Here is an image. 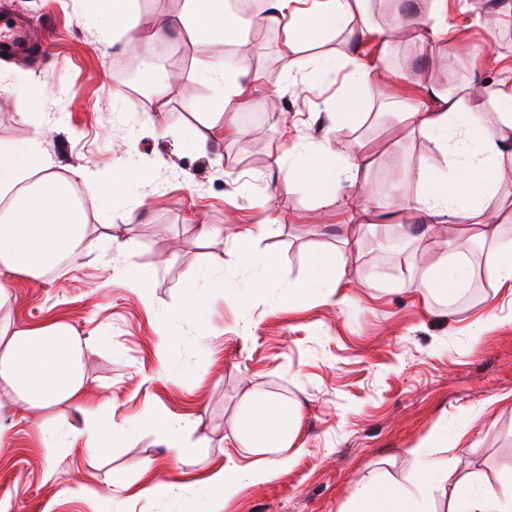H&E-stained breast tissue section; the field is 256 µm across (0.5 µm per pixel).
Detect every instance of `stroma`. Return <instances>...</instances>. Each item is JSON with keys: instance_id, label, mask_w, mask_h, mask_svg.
<instances>
[{"instance_id": "obj_1", "label": "stroma", "mask_w": 512, "mask_h": 512, "mask_svg": "<svg viewBox=\"0 0 512 512\" xmlns=\"http://www.w3.org/2000/svg\"><path fill=\"white\" fill-rule=\"evenodd\" d=\"M459 2L448 0L447 41L423 42L411 30L383 57L345 30L286 54L279 33L250 29V67L262 83L247 106L259 118L246 124L241 113L217 108L204 73L223 45L161 30L143 51L126 45L123 29L105 35L93 0H0L33 23L28 54L0 55V139L41 131L55 172L86 199L117 167L136 173L126 193L88 211L97 251L39 279H5L0 327L67 322L88 345L90 385L85 409L64 402L34 418L0 415V499L10 512H345L363 484L399 488L421 512H450V482L434 474L414 483L423 463L447 459L455 476L485 489L512 478V289L483 275L491 248L474 249L470 288L443 303L408 285L415 266L439 258L426 239L374 237L304 184L275 195L281 222L265 223L252 205L278 181L271 156L300 139L360 146L369 162L361 176L382 202H392L398 183L416 195L418 171L437 146L398 121L401 103L422 81L444 89L476 78L512 82V0H467L464 12ZM489 13L497 25L480 23ZM160 43L172 53L160 55ZM349 54L365 64L383 59L396 75L391 95L370 85L357 103L340 102L336 74L288 91L309 57L331 65ZM33 80L47 94L32 104ZM159 84L160 102L152 92ZM26 106L35 120L20 118ZM340 112L349 115L341 125ZM229 124L236 135H225ZM201 134L211 143L204 154L192 147ZM78 166L87 178L74 176ZM244 228L251 252L275 260V278L243 263ZM114 236L125 252L113 250ZM316 250L343 251L350 282L329 301L289 296ZM143 271L146 287H132ZM201 275L225 284L211 292L205 326L182 310ZM241 291L247 301H234ZM257 386L299 407L288 461L272 480L241 482L233 498L214 503L188 482L252 461L231 423ZM99 408L113 410L129 436L92 456L81 431ZM152 412L192 421L184 458L147 425ZM46 433L65 447H43ZM117 476L136 487L162 479L184 489L135 497L113 490Z\"/></svg>"}]
</instances>
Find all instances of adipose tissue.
I'll use <instances>...</instances> for the list:
<instances>
[{"instance_id": "1", "label": "adipose tissue", "mask_w": 512, "mask_h": 512, "mask_svg": "<svg viewBox=\"0 0 512 512\" xmlns=\"http://www.w3.org/2000/svg\"><path fill=\"white\" fill-rule=\"evenodd\" d=\"M294 0H265L256 24L279 29L283 51L320 41L337 29H348L366 39L369 28L359 21L365 0H314L311 9L294 7ZM161 27L186 30L202 42L239 43L242 20L226 10L224 0H189V8L176 17L158 16ZM248 51H241L242 65L228 73L223 59L207 67L211 81L220 88L224 111H240L250 100L261 76L252 71ZM405 120L420 135L435 140L437 156L419 171L420 191H398L394 203L401 209L423 211L431 227L432 245L441 254H453L455 264L440 263L410 279V287L431 296L456 298L469 287V273L461 258L469 248L461 240L460 225L481 222L482 240L495 249L487 275L512 288V241L504 240L498 225L484 222L483 205L499 189L505 155L512 148L499 140L485 123L481 102L469 94L439 88L426 89L410 104ZM288 152L302 156L303 164L284 168L283 156L273 155L270 166L279 170V186L290 190L305 174H312L318 195L334 198L343 220L370 226L372 212L366 201L355 200L352 188L366 166L362 153L346 154L332 143L292 142ZM51 161L33 139L0 140V275L7 273L38 279L60 260L76 261L97 245L85 224L87 201H75L67 181L51 174ZM348 275L342 254L317 252L311 273L291 287L295 296L331 298ZM86 347L65 323L0 329V411L30 414L50 404L84 403L89 381L83 367ZM296 416L290 403L253 390L234 419L231 431L264 463L250 466L248 479L259 484L272 479L279 465L275 454L291 447ZM85 450L103 453L126 434L113 415L99 413L86 419ZM454 512H512V479L497 489L479 491L464 480L453 484ZM351 512H416L410 501L389 488L359 487L351 497Z\"/></svg>"}]
</instances>
